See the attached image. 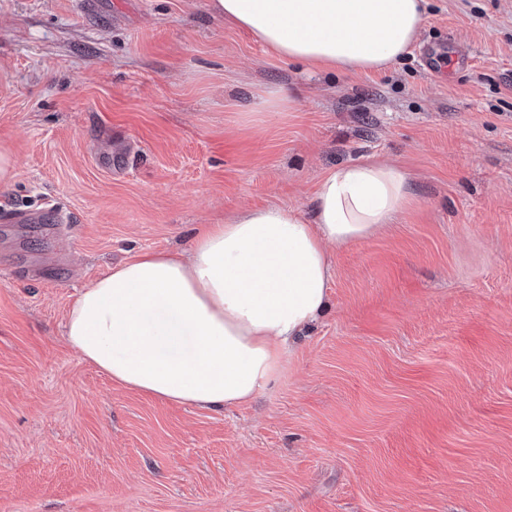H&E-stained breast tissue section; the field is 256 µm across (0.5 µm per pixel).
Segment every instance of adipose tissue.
Returning <instances> with one entry per match:
<instances>
[{"mask_svg":"<svg viewBox=\"0 0 512 512\" xmlns=\"http://www.w3.org/2000/svg\"><path fill=\"white\" fill-rule=\"evenodd\" d=\"M210 9L280 59L364 73L409 51L424 2L210 0ZM410 201L396 166H339L320 182L311 213L251 209L195 235L189 255L146 251L113 266L78 293L66 338L144 394L215 411L250 402L329 308L328 245L370 237Z\"/></svg>","mask_w":512,"mask_h":512,"instance_id":"ef3b65f1","label":"adipose tissue"}]
</instances>
